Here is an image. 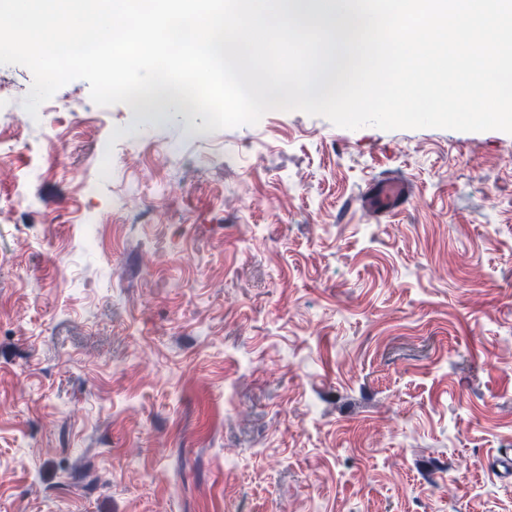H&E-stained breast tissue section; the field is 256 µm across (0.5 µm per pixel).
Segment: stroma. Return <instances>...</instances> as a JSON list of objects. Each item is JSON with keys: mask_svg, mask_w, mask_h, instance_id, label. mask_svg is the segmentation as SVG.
<instances>
[{"mask_svg": "<svg viewBox=\"0 0 512 512\" xmlns=\"http://www.w3.org/2000/svg\"><path fill=\"white\" fill-rule=\"evenodd\" d=\"M0 65V512H512V134ZM406 208L344 203L388 175Z\"/></svg>", "mask_w": 512, "mask_h": 512, "instance_id": "1", "label": "stroma"}]
</instances>
